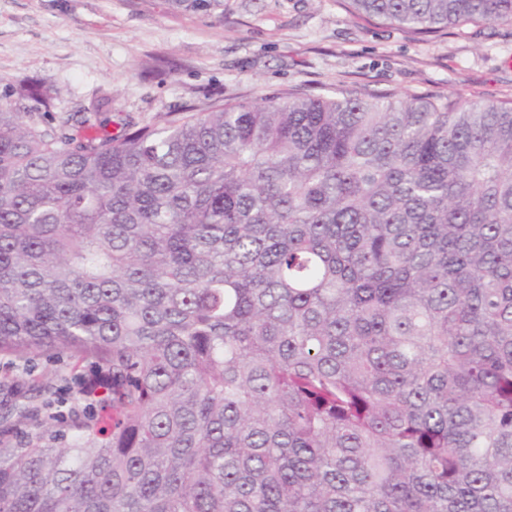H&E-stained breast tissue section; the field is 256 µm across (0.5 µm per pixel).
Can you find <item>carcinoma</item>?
Here are the masks:
<instances>
[{"label":"carcinoma","instance_id":"cac0c4a2","mask_svg":"<svg viewBox=\"0 0 512 512\" xmlns=\"http://www.w3.org/2000/svg\"><path fill=\"white\" fill-rule=\"evenodd\" d=\"M0 86V512H512V101L339 87L113 133L102 91L75 133ZM38 356L88 367L70 413Z\"/></svg>","mask_w":512,"mask_h":512}]
</instances>
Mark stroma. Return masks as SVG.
Listing matches in <instances>:
<instances>
[{"instance_id":"obj_1","label":"stroma","mask_w":512,"mask_h":512,"mask_svg":"<svg viewBox=\"0 0 512 512\" xmlns=\"http://www.w3.org/2000/svg\"><path fill=\"white\" fill-rule=\"evenodd\" d=\"M1 75L53 91L56 117L109 90L117 123L336 86L512 100V26L424 35L341 0H224L220 22L168 0H0Z\"/></svg>"}]
</instances>
